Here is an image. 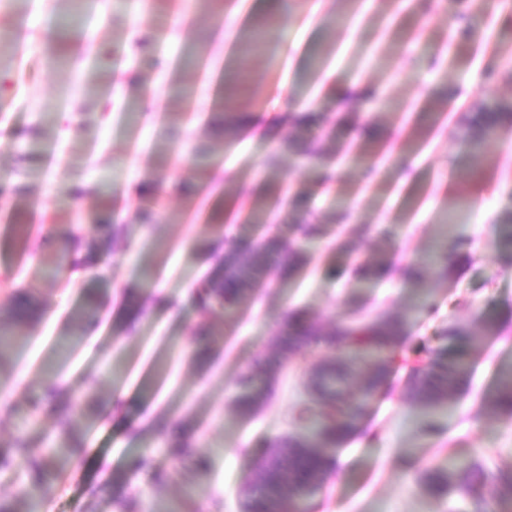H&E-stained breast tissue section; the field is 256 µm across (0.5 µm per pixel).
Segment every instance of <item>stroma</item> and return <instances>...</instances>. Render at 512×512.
<instances>
[{
  "instance_id": "stroma-1",
  "label": "stroma",
  "mask_w": 512,
  "mask_h": 512,
  "mask_svg": "<svg viewBox=\"0 0 512 512\" xmlns=\"http://www.w3.org/2000/svg\"><path fill=\"white\" fill-rule=\"evenodd\" d=\"M153 0L141 17L133 0H5L0 37L20 45L11 69L0 72V181L18 187L0 197V319L13 284L33 286L35 321L21 326L10 358L11 412L0 415V447L16 437L48 375L66 373L67 387L93 385L101 407L83 436L81 452L39 512H107L104 490L133 482L152 512L192 497L194 512H242V490L271 445L298 432L312 368L329 359L303 350L267 399L244 416L233 403L236 380L272 352L289 311L305 309L323 328L364 318L401 316L425 308L408 326L399 358L377 387L358 430L335 448V468L309 512H455L469 498L438 500L428 476L450 455L475 459L484 474L512 471V418L496 414L490 398L497 369L512 362V250L499 224L512 210V130L487 143L468 162L453 135L451 114L476 112L489 96L512 102V83H490L488 72L512 71V10L499 0H236L224 17L196 0ZM472 13L494 30L498 51L448 39V19ZM234 43L239 87L216 101L195 58ZM333 66L337 83L373 91L342 119L335 91L312 56ZM188 96L193 124H161L174 89ZM322 113L331 134L320 157L285 151L299 133L281 124L276 135L257 126L234 145L224 142L223 112L288 109L292 98ZM354 143L386 146L387 160L340 167L323 180L327 158ZM282 149L279 168L267 156ZM223 169L224 191L210 196L200 165ZM104 185L98 196L70 190ZM288 205L263 236H284L290 224L316 213L326 236L312 241L307 263L290 278L271 273L267 288L248 295L223 319L204 317L186 283L203 282L209 246L243 232L233 216L267 197ZM473 205L465 222L440 237L436 214L451 198ZM358 201L355 218L338 223L337 202ZM125 223L119 240L96 244L91 223L74 213ZM68 248L85 262L76 281L38 274L41 255ZM382 256L395 274L374 285L357 269ZM420 267L423 292L401 268ZM105 277L96 303L84 287ZM141 317L126 329L122 311ZM222 324L202 336V323ZM459 337L449 338V329ZM211 350L198 365L194 350ZM465 356L470 380L452 411L434 427L419 417L410 380L414 364L437 356ZM193 432L195 452L211 469L198 474L191 460L169 464L171 481L149 483L144 460L166 463L179 423Z\"/></svg>"
}]
</instances>
